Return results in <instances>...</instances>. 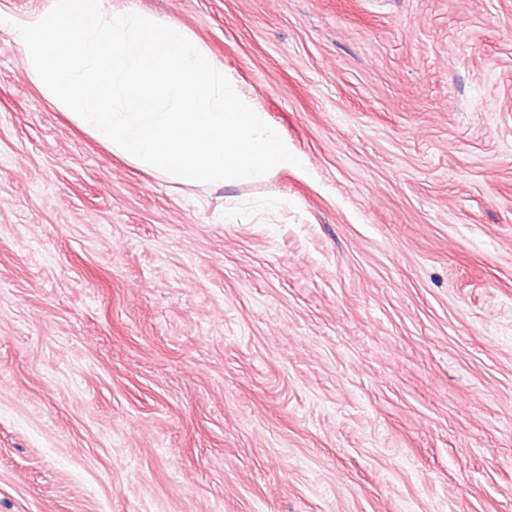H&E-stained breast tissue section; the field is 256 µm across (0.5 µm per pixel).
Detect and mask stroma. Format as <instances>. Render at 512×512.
<instances>
[{
	"label": "stroma",
	"mask_w": 512,
	"mask_h": 512,
	"mask_svg": "<svg viewBox=\"0 0 512 512\" xmlns=\"http://www.w3.org/2000/svg\"><path fill=\"white\" fill-rule=\"evenodd\" d=\"M107 7L307 165L138 167L0 25V512H512V0Z\"/></svg>",
	"instance_id": "35a3bbf8"
}]
</instances>
